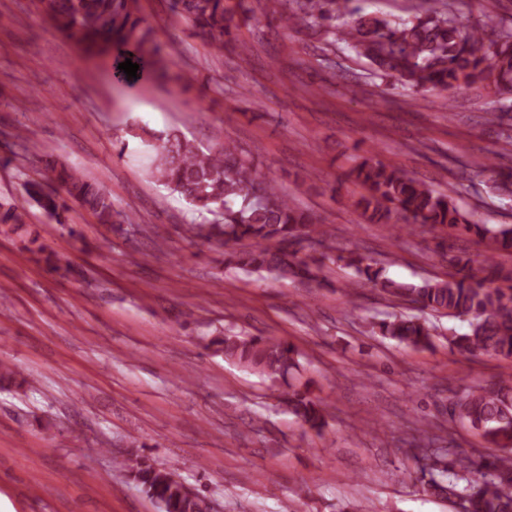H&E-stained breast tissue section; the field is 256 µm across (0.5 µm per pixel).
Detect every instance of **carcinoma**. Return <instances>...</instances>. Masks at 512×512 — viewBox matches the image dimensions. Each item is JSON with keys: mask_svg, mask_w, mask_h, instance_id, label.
I'll return each instance as SVG.
<instances>
[{"mask_svg": "<svg viewBox=\"0 0 512 512\" xmlns=\"http://www.w3.org/2000/svg\"><path fill=\"white\" fill-rule=\"evenodd\" d=\"M46 16L61 33L75 38L91 56L129 58L139 69L168 76L172 60L154 30L137 16V0H41ZM175 14L203 40L224 49L237 41L235 15L247 23L265 19L289 29L305 28L341 41L356 57L367 60L373 77L410 91H460L474 86L496 95H512V25L487 13L468 30L457 22L456 0H420L411 19L366 14L356 0H174ZM151 150L149 177L185 199L196 211L217 217L215 224L191 226L194 235L224 249V264L276 280L326 286L324 269L338 261L379 289L391 305L412 304L421 311L465 318L470 332L452 336V347L512 360V267L498 261L512 251V225L478 224L455 200L432 184L372 156L359 158L349 177L359 191L353 206L368 224L428 225L454 235H474L488 242L481 266L461 253L450 261L443 278L405 284L385 276L384 267L362 253L334 255L327 231L298 207L277 182L241 158L236 143L203 148L177 130L142 129ZM494 178L493 188L512 195V173L496 156L477 165ZM40 179L25 182L28 197L59 224L67 223L68 202L90 212L98 223L112 226L118 212L103 183L46 155L38 161ZM26 207L0 204V225L15 230L25 223ZM370 331L411 350L433 347L435 328L420 316L393 312L370 325ZM224 359L257 370L279 389L278 401L298 422L322 431L327 415L310 386L291 383L300 370V352L289 342L262 336L224 333L212 341ZM450 418L478 432L500 454L448 458L437 426L422 424L425 444L415 458L424 493L460 498L464 512H512V378L466 387L454 396ZM119 465L151 500L157 512H207L202 494L190 496L175 473L140 454ZM483 481L473 491L458 489L473 469Z\"/></svg>", "mask_w": 512, "mask_h": 512, "instance_id": "carcinoma-1", "label": "carcinoma"}]
</instances>
